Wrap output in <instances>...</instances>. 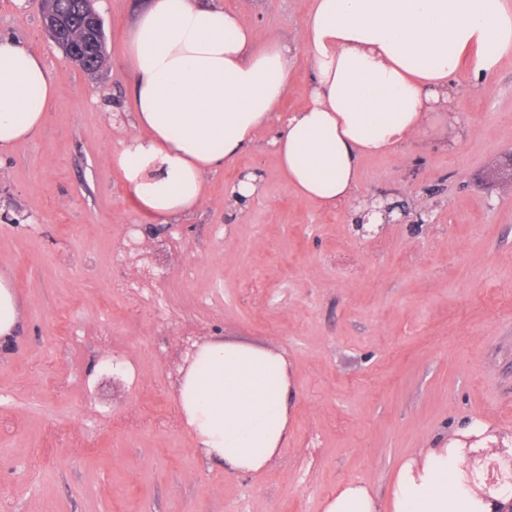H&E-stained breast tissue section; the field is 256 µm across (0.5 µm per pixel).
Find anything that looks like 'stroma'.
Masks as SVG:
<instances>
[{
    "mask_svg": "<svg viewBox=\"0 0 512 512\" xmlns=\"http://www.w3.org/2000/svg\"><path fill=\"white\" fill-rule=\"evenodd\" d=\"M288 42V92L307 101L301 35L314 0H205ZM148 0H96L105 66L75 67L42 0H0V37L40 56L56 90L40 131L0 155V278L23 318L0 351V512H323L351 482L386 499L406 458L468 442L473 419L512 443V54L422 135L361 157L331 210L295 194L267 139L206 177L202 206L170 221L137 267L150 222L112 165L133 131L127 42ZM263 192L231 207L239 174ZM405 204L364 232L368 201ZM134 284L116 295L114 279ZM221 338L288 362V445L261 474L207 459L178 382L192 347Z\"/></svg>",
    "mask_w": 512,
    "mask_h": 512,
    "instance_id": "35a3bbf8",
    "label": "stroma"
}]
</instances>
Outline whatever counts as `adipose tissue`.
<instances>
[{
	"instance_id": "obj_1",
	"label": "adipose tissue",
	"mask_w": 512,
	"mask_h": 512,
	"mask_svg": "<svg viewBox=\"0 0 512 512\" xmlns=\"http://www.w3.org/2000/svg\"><path fill=\"white\" fill-rule=\"evenodd\" d=\"M302 42L309 99L271 145L293 190L332 209L351 196L360 155L422 132L464 62L480 75L512 52V9L504 0H315ZM127 52L135 131L112 164L138 210L165 224L200 207L205 175L266 133L288 90L291 49L204 0H150ZM54 92L41 58L0 38V153L41 129ZM289 397L284 357L217 338L185 371L179 408L208 458L256 474L288 442ZM511 502L512 482L489 483L466 448L447 443L404 461L387 503L350 483L324 512H499Z\"/></svg>"
}]
</instances>
